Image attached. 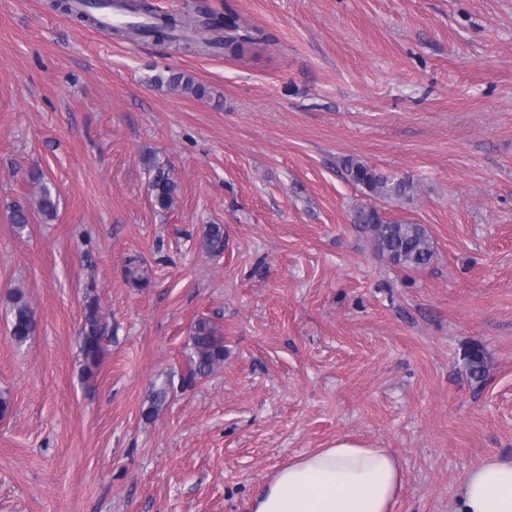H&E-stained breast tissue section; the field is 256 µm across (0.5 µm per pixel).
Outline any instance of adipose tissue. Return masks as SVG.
<instances>
[{
    "label": "adipose tissue",
    "mask_w": 512,
    "mask_h": 512,
    "mask_svg": "<svg viewBox=\"0 0 512 512\" xmlns=\"http://www.w3.org/2000/svg\"><path fill=\"white\" fill-rule=\"evenodd\" d=\"M405 477L387 448L340 441L279 469L251 512H395ZM456 512H512V459H486L467 473Z\"/></svg>",
    "instance_id": "adipose-tissue-1"
}]
</instances>
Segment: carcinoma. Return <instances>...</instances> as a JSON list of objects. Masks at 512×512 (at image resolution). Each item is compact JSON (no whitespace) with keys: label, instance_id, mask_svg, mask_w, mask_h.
Here are the masks:
<instances>
[{"label":"carcinoma","instance_id":"carcinoma-1","mask_svg":"<svg viewBox=\"0 0 512 512\" xmlns=\"http://www.w3.org/2000/svg\"><path fill=\"white\" fill-rule=\"evenodd\" d=\"M180 27L182 22L179 19L172 15H164L146 29L130 27L117 29L115 33L119 36L136 34L164 43L180 40L181 36L176 34ZM205 27L213 31H224V37L204 38L197 42V46L204 50L213 47L222 48L233 57H242L255 46L267 41L262 31L241 27L237 23V16L230 10L221 16H209ZM163 80L171 89L181 94L196 98L207 95L205 86L182 72H172L165 78L157 77V81ZM148 167L152 173L149 191L154 206L166 211L174 203L176 181L171 169L165 164L150 161ZM343 168L348 179L362 186L369 197L410 198L415 191L412 182L406 179H392L354 158L345 159ZM34 185L37 211L43 219L50 220L57 210L56 192L53 191L50 181L41 177L34 179ZM353 223L369 234L380 255L401 269H423L430 265L434 258L432 239L422 224L389 221L371 204L361 205L355 210ZM201 248L211 255L224 253V227L219 224L208 225L201 240ZM10 315L11 339L17 344H22L35 329L34 311L24 297L18 295L13 301ZM79 336L85 370L91 376L100 365L105 353L104 341L108 337V324L98 297L90 292L86 295L84 320ZM466 360L470 376L476 380L484 378L487 362L482 349L472 348ZM223 363L224 336L210 319L197 318L191 325L188 342L181 351L180 358L177 359L176 370L171 372L169 378L153 391L149 412H155L164 404L169 393L174 389V378H179L180 387H191L197 381L217 371Z\"/></svg>","mask_w":512,"mask_h":512}]
</instances>
